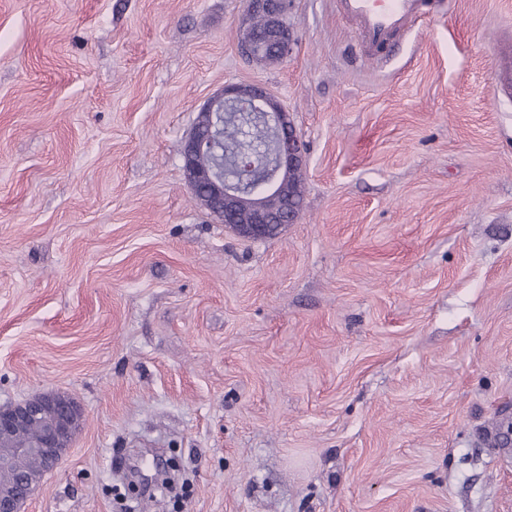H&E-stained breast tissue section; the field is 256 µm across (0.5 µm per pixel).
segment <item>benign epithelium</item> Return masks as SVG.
I'll list each match as a JSON object with an SVG mask.
<instances>
[{
	"label": "benign epithelium",
	"instance_id": "7a95c632",
	"mask_svg": "<svg viewBox=\"0 0 512 512\" xmlns=\"http://www.w3.org/2000/svg\"><path fill=\"white\" fill-rule=\"evenodd\" d=\"M288 7L289 0H248L242 30H249L255 12L266 13L272 20L270 39L286 56L294 41L293 31L285 21ZM240 108H252L262 113L272 134V171L266 186L261 191L247 190L235 182L234 175L218 166L207 175L206 191L197 197V201L221 218L238 236L263 240L270 237L275 224L274 206L288 212V223L299 220V215L288 205V179L305 165L303 144L288 110L271 93L257 85L227 84L212 96L203 105V109L209 111L211 124L206 128L193 127L182 143L183 172L190 187H195L200 177L196 167L198 153L218 138L217 121L224 113ZM48 413L52 419L30 447L12 448L8 445V439L17 428ZM82 424V412L77 402L59 393H45L0 408V468H9L14 458L22 455H35L42 464V471L20 476L13 487L0 490V512H24L27 501L44 476L63 460ZM141 462L143 466L136 467L135 477L138 487L143 490L152 487L169 467L168 462L158 456L152 457L150 462L143 457Z\"/></svg>",
	"mask_w": 512,
	"mask_h": 512
}]
</instances>
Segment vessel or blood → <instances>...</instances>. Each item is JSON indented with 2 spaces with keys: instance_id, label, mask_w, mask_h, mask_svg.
<instances>
[{
  "instance_id": "vessel-or-blood-1",
  "label": "vessel or blood",
  "mask_w": 512,
  "mask_h": 512,
  "mask_svg": "<svg viewBox=\"0 0 512 512\" xmlns=\"http://www.w3.org/2000/svg\"><path fill=\"white\" fill-rule=\"evenodd\" d=\"M337 7L356 22L362 43L379 49L406 30L420 0H337ZM493 73L495 96H512V44L496 48Z\"/></svg>"
}]
</instances>
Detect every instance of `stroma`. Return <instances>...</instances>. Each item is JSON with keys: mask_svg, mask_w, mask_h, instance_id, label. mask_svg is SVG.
Returning <instances> with one entry per match:
<instances>
[{"mask_svg": "<svg viewBox=\"0 0 512 512\" xmlns=\"http://www.w3.org/2000/svg\"><path fill=\"white\" fill-rule=\"evenodd\" d=\"M387 50L292 0L291 54L238 47L246 0H0V406L83 426L25 512H512V0H450ZM288 109L298 223L238 237L181 146L224 84ZM493 69L494 94L496 97L512 96V44L495 49ZM146 457L147 456H144L140 459V461L143 462V467L137 466L134 472L135 477L138 478L137 485L139 490L140 488L142 490L150 489L160 474L170 466L167 460L164 461L163 458L158 456H152V461L147 463ZM152 471H154V473H151Z\"/></svg>", "mask_w": 512, "mask_h": 512, "instance_id": "obj_1", "label": "stroma"}]
</instances>
